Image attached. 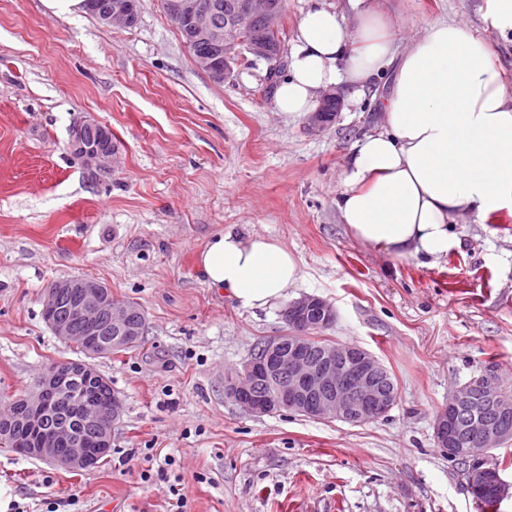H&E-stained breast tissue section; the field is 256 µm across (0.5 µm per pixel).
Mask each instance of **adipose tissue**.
<instances>
[{
	"instance_id": "obj_1",
	"label": "adipose tissue",
	"mask_w": 512,
	"mask_h": 512,
	"mask_svg": "<svg viewBox=\"0 0 512 512\" xmlns=\"http://www.w3.org/2000/svg\"><path fill=\"white\" fill-rule=\"evenodd\" d=\"M349 3L350 31L311 0L276 107L312 112L322 91L364 90L395 65L381 125L352 145L336 206L348 233L386 256H440L462 212L482 219L512 209V91L470 25L437 20L403 47L388 14L369 0ZM197 264L208 287L245 309L282 298L302 278L297 257L259 234L217 233Z\"/></svg>"
}]
</instances>
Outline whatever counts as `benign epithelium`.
Returning <instances> with one entry per match:
<instances>
[{
	"label": "benign epithelium",
	"mask_w": 512,
	"mask_h": 512,
	"mask_svg": "<svg viewBox=\"0 0 512 512\" xmlns=\"http://www.w3.org/2000/svg\"><path fill=\"white\" fill-rule=\"evenodd\" d=\"M167 14L184 27L186 42L203 39L224 50V56L205 57L198 66L212 79L222 81L233 74L241 52L256 59L279 61L285 51L269 34L281 27L283 0H245L239 9L224 16V25L211 22V5L202 0H164ZM103 21L109 26L130 29L136 24L132 0H111ZM342 96L335 90L322 94L317 109L308 114L306 129L324 132L338 116ZM85 122L70 128V146L97 177L112 173L118 163L113 146L92 145L82 138ZM42 306L51 311L61 306L63 320L50 323L54 335L67 339L70 323L84 324V332L101 341V348L136 335L142 326H133L126 303L103 285H91L85 278L53 282L44 292ZM291 332L285 339L270 340L242 366L224 378V393L256 417L281 411L299 413L313 419H336L352 425L386 416L398 400L391 388L380 385L388 376L384 363L371 351L350 343L330 344L314 353L310 340L314 330L336 320V310L321 297L305 295L282 311ZM105 378L86 360H70L48 368L36 387L21 397L14 410L0 418V435L14 442L17 453L49 461L68 470L87 469L98 456L112 448V426L119 419L123 403L119 396L103 407L85 406L86 385L104 384ZM68 398L76 425L46 429L43 420L59 396ZM96 431L98 447H84L79 427ZM438 447L454 458H479L477 476L502 500L511 485L498 474L495 463L484 456L489 448L512 440V388L505 385L498 369L489 367L471 377L440 407L433 421ZM68 447L61 448L62 439Z\"/></svg>",
	"instance_id": "obj_1"
}]
</instances>
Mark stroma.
Returning a JSON list of instances; mask_svg holds the SVG:
<instances>
[{
  "label": "stroma",
  "instance_id": "obj_1",
  "mask_svg": "<svg viewBox=\"0 0 512 512\" xmlns=\"http://www.w3.org/2000/svg\"><path fill=\"white\" fill-rule=\"evenodd\" d=\"M408 37L439 19L469 23L512 86V36L486 0H374ZM268 64L224 82L200 70L161 0L131 29L42 0H0V410L50 364L80 359L42 318L55 281L88 278L139 304L142 348L94 359L123 413L112 453L66 471L0 447V512H479L434 440L450 393L484 366L512 385V210L453 225L439 260L391 259L347 232L336 208L351 145L380 126L391 73L344 102L314 136L277 111ZM108 126L119 164L92 180L69 147L79 121ZM276 240L303 277L243 309L209 288L196 257L218 231ZM315 295L337 313L323 336L383 361L398 386L388 415L353 426L293 412L253 416L224 376L287 335L286 303ZM136 453L132 467L120 456ZM166 465V478L143 480ZM78 503H71V495Z\"/></svg>",
  "mask_w": 512,
  "mask_h": 512
}]
</instances>
